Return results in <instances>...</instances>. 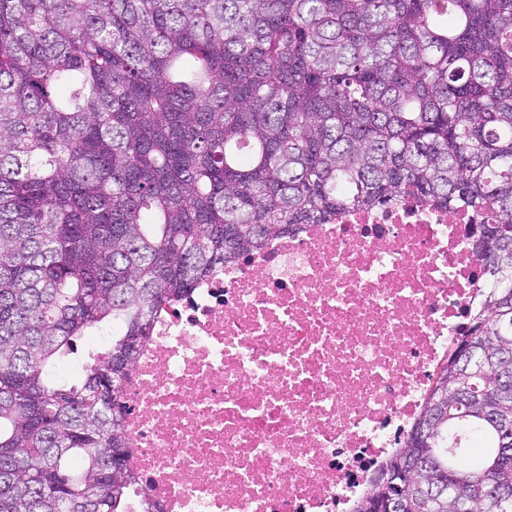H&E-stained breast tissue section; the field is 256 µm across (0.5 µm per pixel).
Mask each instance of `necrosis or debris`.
Instances as JSON below:
<instances>
[{"mask_svg": "<svg viewBox=\"0 0 512 512\" xmlns=\"http://www.w3.org/2000/svg\"><path fill=\"white\" fill-rule=\"evenodd\" d=\"M491 220L349 210L165 305L122 383L131 512H353L486 286L469 242Z\"/></svg>", "mask_w": 512, "mask_h": 512, "instance_id": "1", "label": "necrosis or debris"}]
</instances>
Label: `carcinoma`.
I'll return each instance as SVG.
<instances>
[{
  "label": "carcinoma",
  "mask_w": 512,
  "mask_h": 512,
  "mask_svg": "<svg viewBox=\"0 0 512 512\" xmlns=\"http://www.w3.org/2000/svg\"><path fill=\"white\" fill-rule=\"evenodd\" d=\"M407 195L492 212L488 283L373 483L512 512V0H0V512H127L157 313Z\"/></svg>",
  "instance_id": "1"
}]
</instances>
